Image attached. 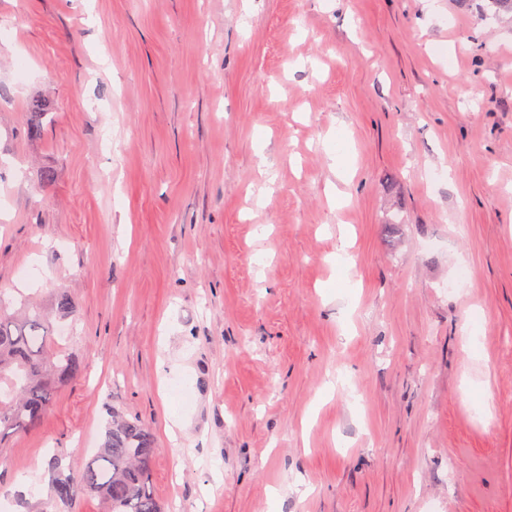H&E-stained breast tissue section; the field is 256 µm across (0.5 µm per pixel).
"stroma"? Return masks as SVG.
<instances>
[{
  "label": "stroma",
  "mask_w": 512,
  "mask_h": 512,
  "mask_svg": "<svg viewBox=\"0 0 512 512\" xmlns=\"http://www.w3.org/2000/svg\"><path fill=\"white\" fill-rule=\"evenodd\" d=\"M482 2L0 0V285L67 291L84 364L0 439V512L112 408L166 512H512V12Z\"/></svg>",
  "instance_id": "stroma-1"
}]
</instances>
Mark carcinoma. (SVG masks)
Listing matches in <instances>:
<instances>
[{
    "label": "carcinoma",
    "instance_id": "carcinoma-1",
    "mask_svg": "<svg viewBox=\"0 0 512 512\" xmlns=\"http://www.w3.org/2000/svg\"><path fill=\"white\" fill-rule=\"evenodd\" d=\"M6 294L1 287L0 383H7L15 396L8 403L0 401V439L40 422L58 388L83 374L72 349L47 351L54 323L75 318L69 296L57 293L45 310L26 300L13 308ZM155 453L154 439L143 424L112 411L95 458L82 470H66L61 454L50 459L49 501L41 512H61L81 490L100 498L104 512H163L148 485Z\"/></svg>",
    "mask_w": 512,
    "mask_h": 512
}]
</instances>
